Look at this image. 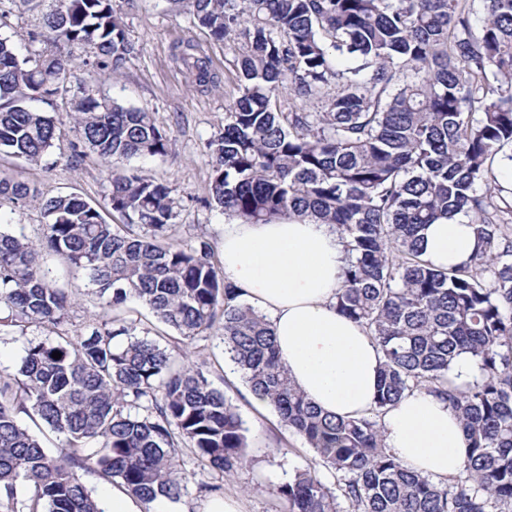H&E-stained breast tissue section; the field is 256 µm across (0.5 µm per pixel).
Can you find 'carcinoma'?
Listing matches in <instances>:
<instances>
[{
    "instance_id": "obj_1",
    "label": "carcinoma",
    "mask_w": 512,
    "mask_h": 512,
    "mask_svg": "<svg viewBox=\"0 0 512 512\" xmlns=\"http://www.w3.org/2000/svg\"><path fill=\"white\" fill-rule=\"evenodd\" d=\"M173 2L234 52L241 74L209 141V204L248 224L336 226L348 252L336 309L382 353L374 406L330 415L291 383L267 315L224 280L211 243L170 235L171 188L111 167L168 155L169 133L153 113L83 87L71 99L73 148L107 166L108 204L126 223L75 193L44 199L0 177V199L38 204L47 218L35 239L22 225L0 228V335L47 336L29 340L0 380V512H104L81 470L146 503L176 501L185 449L203 471L246 466L243 421L207 363L174 368L173 351L186 359V346L214 333L315 453L316 465L278 489L288 512H344V501L352 512H512V200L494 168L512 146V0H481L479 26L472 0ZM30 38L40 48L28 56L0 38V153L37 166L63 134L39 104L69 91L72 48L103 71L133 45L113 0H54ZM181 61L190 79L210 82L205 58ZM458 214L477 224V248L465 265L434 268L421 259L422 231ZM49 254L86 274L106 314L71 329L75 300L44 265ZM131 301L176 331L172 348L134 337ZM463 355L479 375L459 389L450 373ZM422 389L463 427L465 466L447 480L413 471L383 442V416ZM21 412L63 435L62 448H45Z\"/></svg>"
}]
</instances>
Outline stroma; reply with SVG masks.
I'll return each instance as SVG.
<instances>
[{"instance_id":"obj_1","label":"stroma","mask_w":512,"mask_h":512,"mask_svg":"<svg viewBox=\"0 0 512 512\" xmlns=\"http://www.w3.org/2000/svg\"><path fill=\"white\" fill-rule=\"evenodd\" d=\"M114 7L127 25L133 53L114 70L99 73L81 68L76 80L94 84L100 95L121 105L154 113L172 138V150L164 157L133 160L131 166L171 187L178 202L174 238L186 241L202 235L213 249H221L228 218L206 203L214 162L207 143L223 129L226 107L238 94L235 54L224 43L212 39L207 30L194 25L172 0H114ZM38 25V13L17 9L10 0H0V37L10 39L25 51L30 47L29 35ZM187 42L197 45L208 58L214 85L202 88L186 78L174 52L176 46ZM70 100L67 94L57 96L50 108L63 135L48 161L30 166L1 155L0 173L37 186L44 196L75 193L103 208L108 202L109 182L95 156L79 160L73 155L77 136ZM48 263L56 271L61 287L75 297L74 325L101 313L103 301L89 290L83 274L70 272L55 256ZM190 351L192 360L207 362L213 387L223 391L240 414L250 462L222 477L201 471L191 454H183L181 466L189 476L187 488L178 501L157 500L156 512H205L212 496L199 492L202 481L220 485L222 495L238 498L242 512H285L286 504L278 488L295 470L312 465V449L300 436L286 430L273 410L259 412L251 407L241 373L224 369L220 338L197 341Z\"/></svg>"}]
</instances>
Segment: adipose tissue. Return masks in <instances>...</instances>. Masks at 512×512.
<instances>
[{"mask_svg":"<svg viewBox=\"0 0 512 512\" xmlns=\"http://www.w3.org/2000/svg\"><path fill=\"white\" fill-rule=\"evenodd\" d=\"M476 246L471 219L460 214L427 227L422 258L436 267L459 266ZM344 265L345 244L328 224L224 227V278L268 315L292 382L328 414L358 417L374 404L382 355L366 330L336 308ZM382 423L387 448L408 467L435 480L463 471L462 426L435 395H408Z\"/></svg>","mask_w":512,"mask_h":512,"instance_id":"adipose-tissue-1","label":"adipose tissue"}]
</instances>
